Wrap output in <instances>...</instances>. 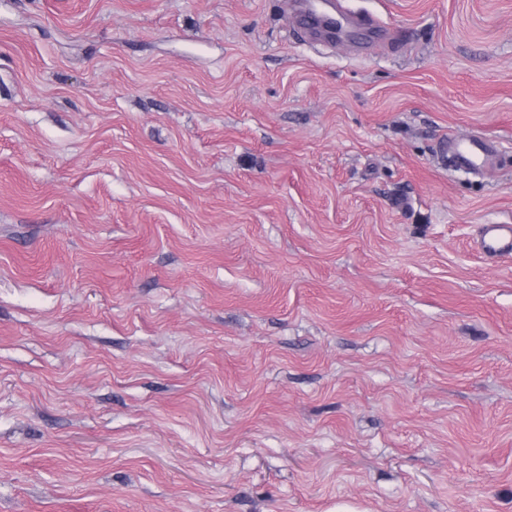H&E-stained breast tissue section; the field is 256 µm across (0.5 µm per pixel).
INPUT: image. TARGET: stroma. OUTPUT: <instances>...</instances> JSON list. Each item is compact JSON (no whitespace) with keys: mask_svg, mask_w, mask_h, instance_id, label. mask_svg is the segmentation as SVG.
Segmentation results:
<instances>
[{"mask_svg":"<svg viewBox=\"0 0 512 512\" xmlns=\"http://www.w3.org/2000/svg\"><path fill=\"white\" fill-rule=\"evenodd\" d=\"M345 4L0 0V512H512V0ZM297 14L314 37L331 38L360 27H372V18L360 13H346L340 0H301ZM488 150V142L479 137H467L455 141L451 156L453 167L475 169L482 166ZM478 248L489 259L512 257V224H485Z\"/></svg>","mask_w":512,"mask_h":512,"instance_id":"stroma-1","label":"stroma"}]
</instances>
